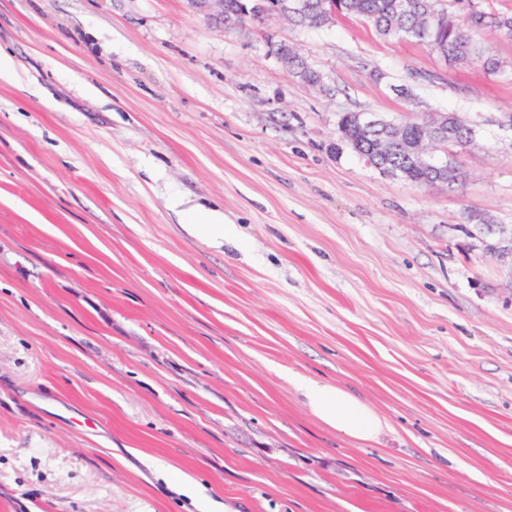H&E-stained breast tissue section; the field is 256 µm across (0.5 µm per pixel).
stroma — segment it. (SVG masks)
Segmentation results:
<instances>
[{
  "label": "stroma",
  "instance_id": "obj_1",
  "mask_svg": "<svg viewBox=\"0 0 512 512\" xmlns=\"http://www.w3.org/2000/svg\"><path fill=\"white\" fill-rule=\"evenodd\" d=\"M0 50V512H512V267L458 230L512 225V79L186 0H0ZM347 112L484 128L422 188ZM301 378L394 434L329 428ZM253 0H187L195 12L203 13L214 19H224V30H235L245 24L248 11L244 5ZM224 2L227 15L224 17ZM273 51L282 65L290 72L298 74L304 82L309 85L320 83L322 79L320 73L308 66L294 47L279 43L273 46ZM197 222V224H194V229L199 234L215 240H225L224 215L222 219V216L219 213L202 211L198 213Z\"/></svg>",
  "mask_w": 512,
  "mask_h": 512
}]
</instances>
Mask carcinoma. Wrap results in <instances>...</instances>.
Returning a JSON list of instances; mask_svg holds the SVG:
<instances>
[{
  "label": "carcinoma",
  "instance_id": "carcinoma-1",
  "mask_svg": "<svg viewBox=\"0 0 512 512\" xmlns=\"http://www.w3.org/2000/svg\"><path fill=\"white\" fill-rule=\"evenodd\" d=\"M434 0H336V20L357 19L368 25L374 34L382 39L400 38L425 45L431 52L448 60L450 65H468L479 63L488 73L507 74L508 65L497 58L488 46L476 41L479 31L462 22L453 27H437L434 35L418 33L421 27L419 16L425 12ZM251 0H225L227 15L224 17V29L235 30L245 24L248 11L244 6ZM304 16L296 21L303 29H322L325 27L322 13V0H304ZM274 54L282 65L309 85H317L321 75L303 60L299 52L286 43L273 46ZM402 127L406 143L388 156L376 154L374 146L378 140L389 133L393 124ZM424 123L418 120L380 122L361 135L357 125V113L344 114L338 124L340 139L355 152L365 157L379 172L388 169L396 171V177L415 185L428 187L439 180L458 182L463 174L459 162L452 154L447 164L431 169L412 160L411 144L418 143L424 137Z\"/></svg>",
  "mask_w": 512,
  "mask_h": 512
}]
</instances>
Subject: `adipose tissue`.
I'll return each instance as SVG.
<instances>
[{"label":"adipose tissue","instance_id":"adipose-tissue-1","mask_svg":"<svg viewBox=\"0 0 512 512\" xmlns=\"http://www.w3.org/2000/svg\"><path fill=\"white\" fill-rule=\"evenodd\" d=\"M299 389L317 418L353 440L374 442L392 429L387 418L346 388L303 380Z\"/></svg>","mask_w":512,"mask_h":512}]
</instances>
